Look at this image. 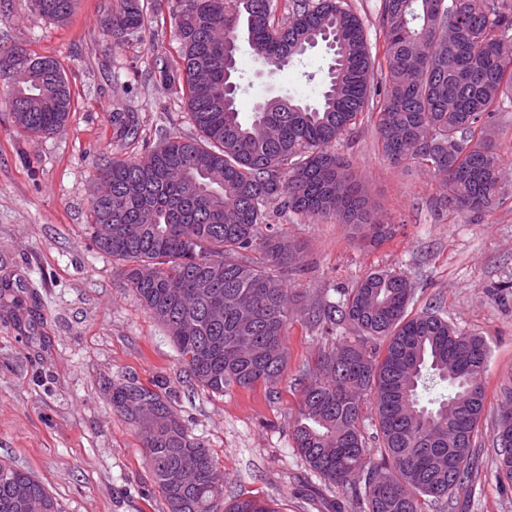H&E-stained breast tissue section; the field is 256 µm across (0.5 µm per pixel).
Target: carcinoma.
Listing matches in <instances>:
<instances>
[{
  "label": "carcinoma",
  "instance_id": "cac0c4a2",
  "mask_svg": "<svg viewBox=\"0 0 512 512\" xmlns=\"http://www.w3.org/2000/svg\"><path fill=\"white\" fill-rule=\"evenodd\" d=\"M178 0L176 54L156 59L159 80L187 104L195 135L168 137L134 160L97 167L112 196H93L96 246L119 265L124 285L166 330L193 385L213 393L262 385L275 394L288 365L295 299L282 269L300 247L270 223L267 206L301 220L330 218L355 238L380 244L395 225L374 214L365 186L333 146L359 120L376 119L394 166L431 171L440 203L484 215L505 192L493 136L512 104V0H382L381 58L346 0ZM77 0H26L57 24ZM103 33L120 48L142 37L141 0L103 6ZM275 73L319 45L330 55L314 104L278 96L241 118L240 38ZM16 128L62 130L72 109L58 61L21 44H0V86ZM115 141L139 139L135 112L112 113ZM415 288L394 270H375L334 299L310 305L308 321L343 336L298 383L290 432L308 470L336 491V512H426L448 503L479 474L478 427L486 405L485 340L432 309L409 312ZM372 397L379 457L366 448L364 400ZM112 405L142 438L168 512H276L254 494L224 497V470L191 437L168 401L132 383L112 384ZM163 418L155 427L138 410ZM512 415L497 417L499 477L512 482ZM62 512L29 473L0 462V512H24L16 489Z\"/></svg>",
  "mask_w": 512,
  "mask_h": 512
}]
</instances>
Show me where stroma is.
Wrapping results in <instances>:
<instances>
[{
  "mask_svg": "<svg viewBox=\"0 0 512 512\" xmlns=\"http://www.w3.org/2000/svg\"><path fill=\"white\" fill-rule=\"evenodd\" d=\"M143 2L145 33L116 49L100 28L99 0H78L63 25L24 0H0V43L19 42L58 60L73 97L65 128L44 137L19 133L0 104V460L38 479L63 512H167L140 436L112 406L113 384L129 381L167 397L223 468L225 496L253 493L277 512H334L333 492L309 474L289 433L294 381L331 349L333 338L297 315L276 397L261 385L203 391L190 385L163 327L93 243L97 163L139 157L166 137L193 131L184 103L154 76L156 57L176 44L177 0ZM328 63L317 47L272 75L241 47L240 111L251 114L256 102L285 94L316 100ZM118 110L139 114L138 144L114 141ZM495 141L505 199L486 215L439 211L433 174L386 161L366 121L335 149L380 214L399 224L396 235L363 249L335 220L274 218L301 246L285 274L303 304L324 289L352 287L370 271L394 269L413 281L416 309L434 308L486 339L479 476L458 491L452 509L439 504L429 512H512V485L499 478L494 439L502 391L512 387V109L501 113Z\"/></svg>",
  "mask_w": 512,
  "mask_h": 512,
  "instance_id": "1",
  "label": "stroma"
}]
</instances>
